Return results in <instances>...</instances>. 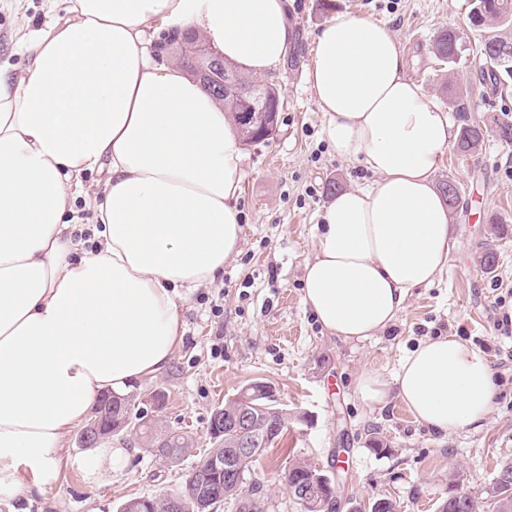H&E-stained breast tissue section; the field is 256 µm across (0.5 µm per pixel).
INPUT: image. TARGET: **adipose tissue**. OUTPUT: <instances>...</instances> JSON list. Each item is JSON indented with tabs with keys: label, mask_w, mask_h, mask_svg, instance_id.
Returning a JSON list of instances; mask_svg holds the SVG:
<instances>
[{
	"label": "adipose tissue",
	"mask_w": 512,
	"mask_h": 512,
	"mask_svg": "<svg viewBox=\"0 0 512 512\" xmlns=\"http://www.w3.org/2000/svg\"><path fill=\"white\" fill-rule=\"evenodd\" d=\"M66 18L0 66V488L44 493L67 435L100 394L164 372L181 308L239 253L244 153L235 122L161 36L193 31L226 62L272 73L293 39V0H64ZM308 82L337 158L374 174L336 194L304 266L303 301L344 341L386 329L434 282L458 241L433 174L455 138L406 72L384 23L339 13L314 40ZM107 170L79 223L85 175ZM368 400L396 396L448 434L480 426L495 382L485 353L441 336Z\"/></svg>",
	"instance_id": "adipose-tissue-1"
}]
</instances>
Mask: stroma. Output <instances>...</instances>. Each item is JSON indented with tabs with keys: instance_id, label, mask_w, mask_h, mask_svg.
I'll return each mask as SVG.
<instances>
[{
	"instance_id": "1",
	"label": "stroma",
	"mask_w": 512,
	"mask_h": 512,
	"mask_svg": "<svg viewBox=\"0 0 512 512\" xmlns=\"http://www.w3.org/2000/svg\"><path fill=\"white\" fill-rule=\"evenodd\" d=\"M472 0H336L337 12L386 24L398 38L409 76L451 118L512 120V81L501 91L479 85L484 61L477 49L489 35L512 42V25L474 27ZM319 0H295L290 21L299 52L296 67L280 63L272 77L284 104L276 136L244 149L243 247L224 266L214 287L198 291L182 307L184 336L169 369L131 390L143 402L154 386L168 397L160 417L169 429L191 432L192 452L164 463L135 437H111L127 459L121 470L103 467L85 475L77 462L86 451L69 435L57 474L43 495L0 490V512H118L127 500L184 487L197 459L209 448L212 410L252 381L275 386L288 430L245 477L243 496L260 492L263 512H302L283 476L304 461L334 476L336 512L367 507L379 496L397 512H437L448 475L479 493L501 464L512 459V146L486 136L465 155L448 148L434 181L452 179L460 203L451 213L459 246L437 280L413 289L404 310L382 333L345 342L330 335L303 302L304 264L313 255L316 226L332 195L327 186L369 185L365 167L333 155L324 118L308 83L312 41L327 20ZM56 14L46 0H0V63L13 75L27 66L17 46L47 28ZM459 30L470 53L455 75L440 70L429 49L437 31ZM472 87L463 107L443 96L447 79ZM502 229L492 234L489 218ZM497 254L494 270L482 269L485 248ZM450 336L482 349L494 372V407L476 429L442 435L417 423L394 398L365 400L356 380L365 370L393 378L402 358L430 337ZM387 444L384 454L373 441Z\"/></svg>"
}]
</instances>
